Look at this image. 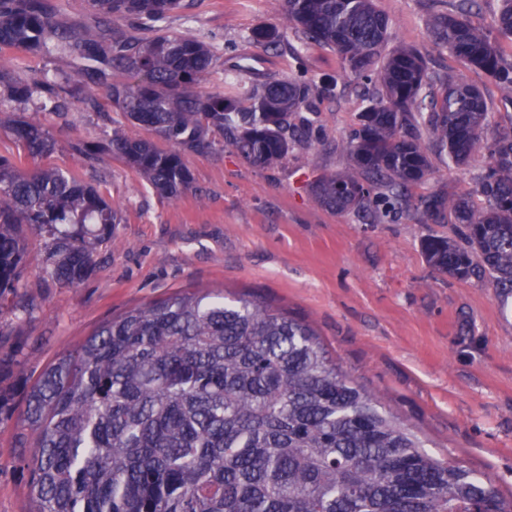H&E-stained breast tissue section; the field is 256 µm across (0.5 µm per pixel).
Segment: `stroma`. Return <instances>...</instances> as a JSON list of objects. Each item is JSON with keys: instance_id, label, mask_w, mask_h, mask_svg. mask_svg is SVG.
Returning <instances> with one entry per match:
<instances>
[{"instance_id": "obj_1", "label": "stroma", "mask_w": 512, "mask_h": 512, "mask_svg": "<svg viewBox=\"0 0 512 512\" xmlns=\"http://www.w3.org/2000/svg\"><path fill=\"white\" fill-rule=\"evenodd\" d=\"M458 0H376L391 20L389 44L412 46L432 79L459 75L485 94L493 124H512V103L482 71L438 50L428 37L434 14ZM283 0H183L163 22L207 43L214 67L200 84L228 92L243 79L332 77L336 95L302 108L315 130L278 167L257 169L216 150L186 157L192 181L177 198L157 194L119 158L92 166L71 145L95 139L102 117L86 107L60 117L34 113L50 131L52 166L97 189L119 211L111 235L95 243L96 266L75 287L44 272L50 240L28 233L20 292L28 312L0 314V355L17 353L21 374L0 385L14 398L0 422V512H28V473L18 464L25 382L74 349L104 320L187 288L225 290L280 307L311 323L342 370L403 420L437 458L459 462L512 493V296L497 297L487 277L458 280L430 266L429 235L451 237L448 223L423 222L406 209L384 223L364 213L322 207L309 183L346 167L345 142L362 101L336 54L287 31L277 47L249 39L278 22ZM245 72H238V65ZM67 61L0 51V70L25 78L68 70ZM413 196L474 189L481 163L458 169L440 151Z\"/></svg>"}]
</instances>
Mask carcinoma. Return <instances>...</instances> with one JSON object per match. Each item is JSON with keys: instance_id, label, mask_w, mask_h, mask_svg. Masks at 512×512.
Wrapping results in <instances>:
<instances>
[{"instance_id": "carcinoma-1", "label": "carcinoma", "mask_w": 512, "mask_h": 512, "mask_svg": "<svg viewBox=\"0 0 512 512\" xmlns=\"http://www.w3.org/2000/svg\"><path fill=\"white\" fill-rule=\"evenodd\" d=\"M476 0L438 13L429 38L482 70L512 101V0L492 28L472 20ZM94 24L57 20L49 0H0V49L73 61L68 73L29 82L0 71V102L26 112H68L104 99L135 126L169 143L114 129L74 150L101 163L119 156L152 188L177 197L191 183L185 156L203 149L237 155L265 170L280 165L314 132L294 122L336 83L269 78L234 93L203 94L209 45L158 26L182 0H87ZM132 32L112 33V18ZM327 47L367 88L345 149L349 168L322 173L311 192L323 206L372 215L411 206V188L430 171L431 134L456 167L481 161L475 193L421 196L425 221L456 226L460 241H424L427 261L464 280L488 276L512 293V125L490 126L483 92L450 73L434 85L413 47L386 51L390 18L375 0H285L277 24L250 39L274 46L286 29ZM124 79H118V75ZM10 133L32 158L56 143L39 121L19 117ZM118 210L93 187L54 168L20 170L0 157V312L26 306L17 288L24 229L50 238L46 275L64 287L83 282L94 242L112 234ZM19 441L29 473L30 512H512L488 478L440 460L369 393L356 386L310 324L244 295L226 300L200 288L126 310L26 386Z\"/></svg>"}]
</instances>
